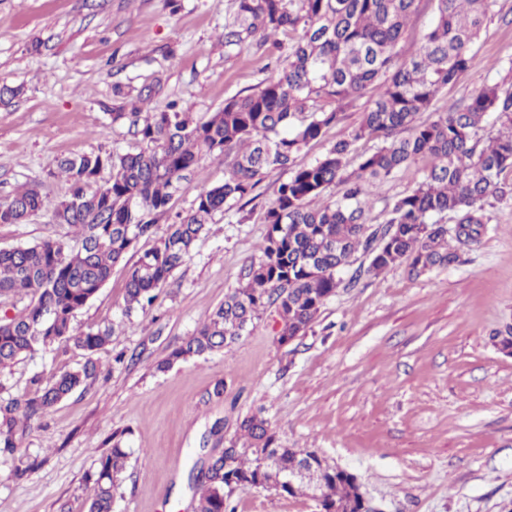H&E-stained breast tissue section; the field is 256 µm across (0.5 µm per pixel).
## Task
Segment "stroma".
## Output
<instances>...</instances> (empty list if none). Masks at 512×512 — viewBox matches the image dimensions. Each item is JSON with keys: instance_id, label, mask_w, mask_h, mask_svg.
Wrapping results in <instances>:
<instances>
[{"instance_id": "1", "label": "stroma", "mask_w": 512, "mask_h": 512, "mask_svg": "<svg viewBox=\"0 0 512 512\" xmlns=\"http://www.w3.org/2000/svg\"><path fill=\"white\" fill-rule=\"evenodd\" d=\"M231 0H0V85L23 86L0 105V202L40 181L48 200L68 191L59 157L134 152L140 143L107 112L114 85L144 94L143 109L180 100L206 119L225 99L258 84L269 55L224 53V16ZM512 66V25L493 18L472 48L468 70L436 98L422 122L499 81ZM362 106L341 113L297 158L308 164L345 138ZM427 160L401 169L374 189L369 220L383 223L392 198L423 178ZM220 156L203 157L179 184L173 223L190 211L201 188L223 183ZM245 206L216 212L147 312L122 324L97 359L106 376L76 391L0 455V512H86L88 474L122 431L134 453L115 512H193L188 471L202 447L221 448L240 416L260 411L287 448L318 451L358 478L381 512H512V356L494 337L512 326V205L489 208L478 242L462 263L412 274L407 264L362 275L339 287L311 330L278 341L274 310L224 352L157 365L192 336L244 282L250 261L267 246V185ZM61 229L47 211L22 224H0V248L32 244ZM125 269L118 268L77 311L76 329L121 322ZM134 354L125 368L119 351ZM74 347L56 357L25 354L0 369L15 393L33 376L78 366ZM224 394H212L216 384ZM28 467L24 478L15 468ZM235 512H318L307 496L243 491Z\"/></svg>"}]
</instances>
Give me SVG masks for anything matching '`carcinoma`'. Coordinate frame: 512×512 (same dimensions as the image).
Listing matches in <instances>:
<instances>
[{"instance_id": "obj_1", "label": "carcinoma", "mask_w": 512, "mask_h": 512, "mask_svg": "<svg viewBox=\"0 0 512 512\" xmlns=\"http://www.w3.org/2000/svg\"><path fill=\"white\" fill-rule=\"evenodd\" d=\"M421 0H233L224 16V51L270 43L287 48L282 64L253 91L237 94L204 120L172 101L162 112L112 108V123L130 122L137 152H91L56 161L68 184L65 198L49 206L33 181L0 204V224H20L43 209L73 237L45 238L0 249V305L16 296L30 303L0 316V366L23 354L73 346L84 362L34 388L0 400V448L11 450L59 402L101 375L96 352L115 329L78 331L75 313L109 281L142 238L156 243L126 272L123 316L146 311L173 272L189 257L213 213L251 201L272 173L290 171L274 188L265 214L267 246L246 269V284L227 293L197 332L157 365L212 355L251 332L269 307L289 343L311 328L321 307L342 283L362 272L378 274L406 263L421 274L459 262L448 228L435 220L459 215L456 241L481 235L490 201L512 203V66L502 79L434 120L416 122L434 98L468 69L471 48L484 24L500 14L498 0H428L435 20L418 47L398 50ZM360 123L313 163L297 156L320 139L338 115L367 94ZM497 135L479 136L488 118ZM362 140L376 148L356 154ZM220 154L224 183L202 189L193 210L160 229L155 217L171 210L177 183L205 155ZM430 160L424 180L393 199L383 223H368L372 188L416 159ZM357 163H352V159ZM111 179L97 186L104 171ZM370 258L353 270L358 252ZM227 448H213L188 475L193 512H227L237 491L274 490L310 496L318 512H371L358 479L314 450L284 448L262 413L246 415ZM125 432L112 434V451L88 476L89 512H112L120 476L133 450Z\"/></svg>"}]
</instances>
